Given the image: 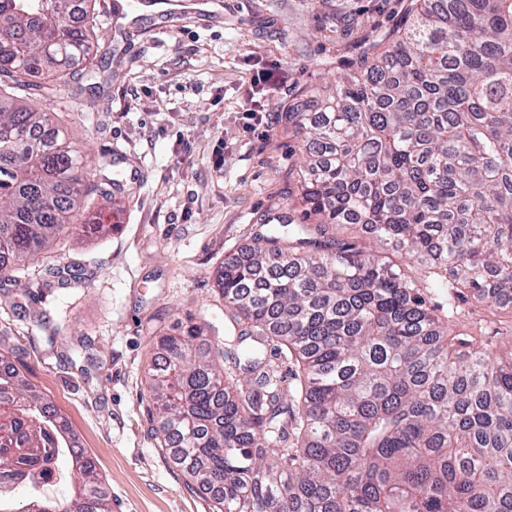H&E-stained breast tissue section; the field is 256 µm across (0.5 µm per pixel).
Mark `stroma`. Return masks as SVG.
I'll return each instance as SVG.
<instances>
[{
  "instance_id": "obj_1",
  "label": "stroma",
  "mask_w": 512,
  "mask_h": 512,
  "mask_svg": "<svg viewBox=\"0 0 512 512\" xmlns=\"http://www.w3.org/2000/svg\"><path fill=\"white\" fill-rule=\"evenodd\" d=\"M104 70L94 94L35 98L94 162L137 176L89 202L106 232H71L40 256L79 268L66 286L42 274L0 279V359L42 393L95 463L112 512H211L155 432L148 371L155 337L192 317L212 348L232 325L216 287L225 260L252 246L265 214L300 216L294 173L303 134L283 119L317 111L361 58L387 48L413 0H223L209 20L131 27L92 0ZM277 82L243 105L257 71ZM224 147L223 167L211 161ZM464 338L512 334V311L470 307ZM276 81L275 74L272 70L263 69L261 71H257L253 78V91L258 92L260 90H264V87L274 84ZM254 92L250 98H248L245 108L244 114L245 118L248 120H259L262 121V113L265 112L264 104L260 103L257 100H253Z\"/></svg>"
}]
</instances>
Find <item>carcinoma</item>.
Here are the masks:
<instances>
[{"mask_svg":"<svg viewBox=\"0 0 512 512\" xmlns=\"http://www.w3.org/2000/svg\"><path fill=\"white\" fill-rule=\"evenodd\" d=\"M0 0V278L15 282L98 192L100 170L25 100L95 80L88 5ZM393 45L311 116L302 221L261 222L217 276L238 325L224 366L192 321L155 342L163 443L212 512H512V356L449 325L512 310V0H416ZM313 223H308V220ZM360 224L367 239L337 235ZM424 264L416 287L386 260ZM81 480L60 500L37 481ZM25 503L7 506L13 492ZM0 512H111L90 457L16 374L0 375Z\"/></svg>","mask_w":512,"mask_h":512,"instance_id":"carcinoma-1","label":"carcinoma"}]
</instances>
